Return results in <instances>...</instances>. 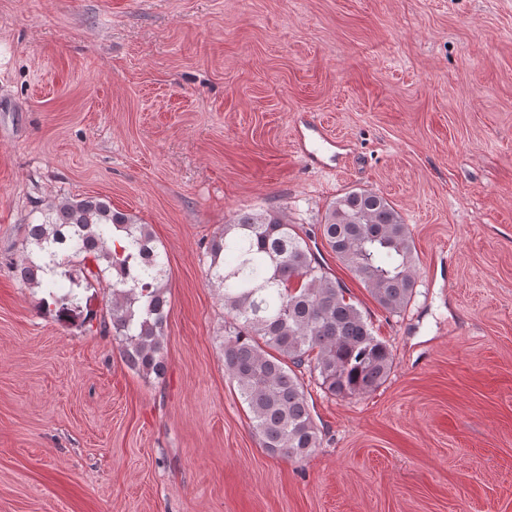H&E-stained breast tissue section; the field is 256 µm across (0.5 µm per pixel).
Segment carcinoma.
<instances>
[{
  "label": "carcinoma",
  "mask_w": 512,
  "mask_h": 512,
  "mask_svg": "<svg viewBox=\"0 0 512 512\" xmlns=\"http://www.w3.org/2000/svg\"><path fill=\"white\" fill-rule=\"evenodd\" d=\"M40 215L24 225L20 257L9 262L14 276L44 290L59 314L77 307L79 289L110 280L100 333L112 337L130 369L162 377L168 256L148 225L93 196L51 204ZM317 231L382 310L407 308L418 254L408 225L384 196L344 192ZM311 238L274 211H251L224 224L206 251L209 282L224 301V371L262 447L290 460L320 445L296 370L316 374L327 394L351 398L381 387L395 364Z\"/></svg>",
  "instance_id": "carcinoma-1"
}]
</instances>
